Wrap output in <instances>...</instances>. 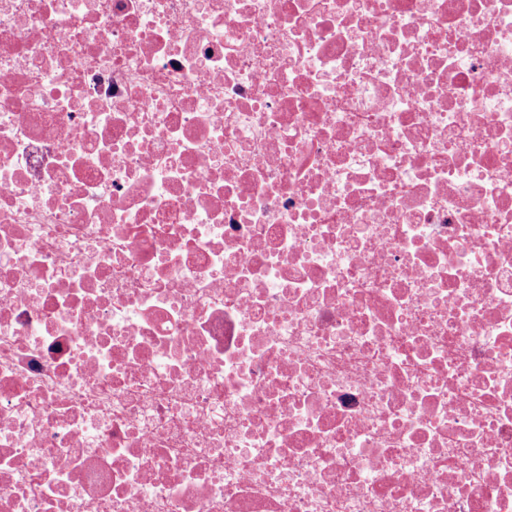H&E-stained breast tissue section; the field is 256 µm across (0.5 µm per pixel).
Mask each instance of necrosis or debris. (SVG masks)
<instances>
[{"label": "necrosis or debris", "instance_id": "obj_1", "mask_svg": "<svg viewBox=\"0 0 512 512\" xmlns=\"http://www.w3.org/2000/svg\"><path fill=\"white\" fill-rule=\"evenodd\" d=\"M0 512H512V0H0Z\"/></svg>", "mask_w": 512, "mask_h": 512}]
</instances>
